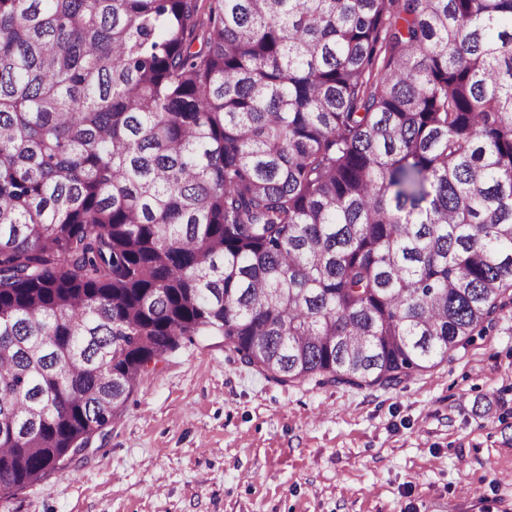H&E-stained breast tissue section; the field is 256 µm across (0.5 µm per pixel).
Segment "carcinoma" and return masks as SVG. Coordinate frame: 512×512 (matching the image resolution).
Returning <instances> with one entry per match:
<instances>
[{"label":"carcinoma","instance_id":"carcinoma-1","mask_svg":"<svg viewBox=\"0 0 512 512\" xmlns=\"http://www.w3.org/2000/svg\"><path fill=\"white\" fill-rule=\"evenodd\" d=\"M512 305V0H0V500L181 341L392 387Z\"/></svg>","mask_w":512,"mask_h":512}]
</instances>
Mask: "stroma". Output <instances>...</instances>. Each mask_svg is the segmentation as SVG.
I'll return each mask as SVG.
<instances>
[{
  "label": "stroma",
  "instance_id": "obj_1",
  "mask_svg": "<svg viewBox=\"0 0 512 512\" xmlns=\"http://www.w3.org/2000/svg\"><path fill=\"white\" fill-rule=\"evenodd\" d=\"M0 512H512V310L393 388L281 385L195 337Z\"/></svg>",
  "mask_w": 512,
  "mask_h": 512
}]
</instances>
